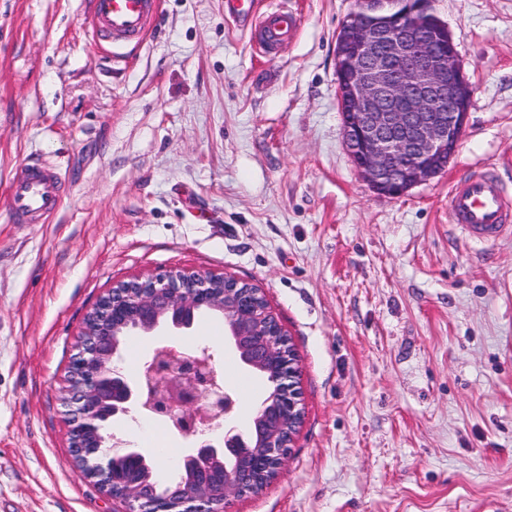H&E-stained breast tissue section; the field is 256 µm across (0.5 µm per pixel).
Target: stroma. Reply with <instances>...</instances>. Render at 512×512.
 <instances>
[{
  "label": "stroma",
  "instance_id": "1",
  "mask_svg": "<svg viewBox=\"0 0 512 512\" xmlns=\"http://www.w3.org/2000/svg\"><path fill=\"white\" fill-rule=\"evenodd\" d=\"M298 34L270 63L224 0H162L160 30L99 53L84 0H0V512H121L71 456L62 405L86 313L112 286L170 268L261 288L299 361L288 462L227 512H512V236L448 222L454 178L512 190V0H433L474 93L439 176L373 192L343 137L336 31L356 0H281ZM32 156L66 172L48 224L6 200ZM222 319L133 333L208 350L245 425L268 393ZM112 430L176 471L189 448L157 419Z\"/></svg>",
  "mask_w": 512,
  "mask_h": 512
}]
</instances>
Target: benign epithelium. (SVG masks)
<instances>
[{
	"label": "benign epithelium",
	"mask_w": 512,
	"mask_h": 512,
	"mask_svg": "<svg viewBox=\"0 0 512 512\" xmlns=\"http://www.w3.org/2000/svg\"><path fill=\"white\" fill-rule=\"evenodd\" d=\"M432 0H357L336 31L335 71L344 144L379 195L399 197L443 172L462 139L473 87L443 21L433 27ZM224 317L239 359L264 375L270 392L246 433L223 429L237 399L224 390L210 355L187 359L156 350L136 382L119 366L123 338L160 325L190 328L202 313ZM298 359L261 289L230 276L173 269L113 286L84 320L66 395L73 458L85 476L125 512H224L254 492L248 477L275 476L302 422ZM164 416L196 438L178 461L190 485L158 491L135 475H115L111 461L89 463L106 447L103 422L131 410Z\"/></svg>",
	"instance_id": "1"
}]
</instances>
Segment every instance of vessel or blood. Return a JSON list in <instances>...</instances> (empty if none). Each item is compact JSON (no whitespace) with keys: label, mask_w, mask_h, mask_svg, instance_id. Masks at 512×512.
I'll return each mask as SVG.
<instances>
[{"label":"vessel or blood","mask_w":512,"mask_h":512,"mask_svg":"<svg viewBox=\"0 0 512 512\" xmlns=\"http://www.w3.org/2000/svg\"><path fill=\"white\" fill-rule=\"evenodd\" d=\"M230 17L246 27L254 53L274 59L298 30L290 10L268 0H225ZM94 40L103 51L135 48L159 16V0H87ZM66 185L57 168L33 158L23 165L9 188L8 217L15 224H41L60 207ZM448 219L470 238L489 242L512 228V201L494 171H472L455 179L449 189Z\"/></svg>","instance_id":"b4317fda"}]
</instances>
